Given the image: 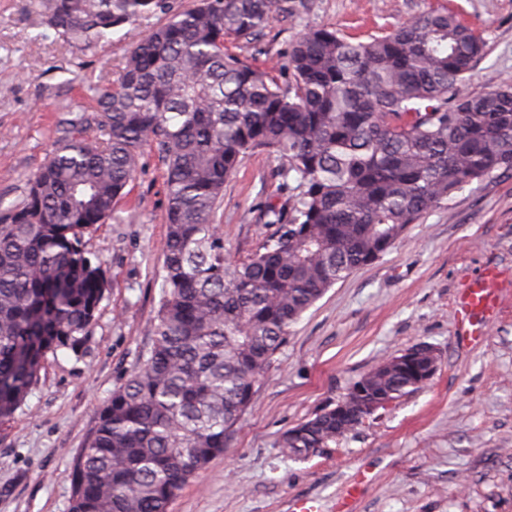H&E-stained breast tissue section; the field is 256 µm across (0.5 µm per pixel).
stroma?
Instances as JSON below:
<instances>
[{"label":"stroma","mask_w":512,"mask_h":512,"mask_svg":"<svg viewBox=\"0 0 512 512\" xmlns=\"http://www.w3.org/2000/svg\"><path fill=\"white\" fill-rule=\"evenodd\" d=\"M441 9L487 43L472 88L489 76L512 80V0H308L303 16L272 22L263 60L284 78L304 29L360 37ZM159 23L145 18L133 33L74 48L47 28L37 0H0V205L21 200L62 136L60 119L90 108L91 86L116 80L132 36ZM280 165L256 151L226 181L218 217L231 258L256 249L266 210L286 199ZM166 212L164 173L148 152L113 218L86 237L110 287L81 350L48 355L38 385L0 428V512H68L71 466L98 410L153 346ZM487 265L512 271V172L464 186L306 311L224 455L168 512H293L304 498L338 512L354 482L360 493L350 512H512V299L475 345L462 342L453 306L456 290ZM421 341L440 356L425 387L315 455L280 448L285 431Z\"/></svg>","instance_id":"obj_1"}]
</instances>
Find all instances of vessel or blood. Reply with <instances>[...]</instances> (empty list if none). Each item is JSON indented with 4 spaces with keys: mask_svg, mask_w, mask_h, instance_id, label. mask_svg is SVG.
Masks as SVG:
<instances>
[{
    "mask_svg": "<svg viewBox=\"0 0 512 512\" xmlns=\"http://www.w3.org/2000/svg\"><path fill=\"white\" fill-rule=\"evenodd\" d=\"M500 270L484 269L481 275L456 294V308L463 320L462 335L479 339L484 319L490 317L504 301L507 289L499 285Z\"/></svg>",
    "mask_w": 512,
    "mask_h": 512,
    "instance_id": "vessel-or-blood-1",
    "label": "vessel or blood"
}]
</instances>
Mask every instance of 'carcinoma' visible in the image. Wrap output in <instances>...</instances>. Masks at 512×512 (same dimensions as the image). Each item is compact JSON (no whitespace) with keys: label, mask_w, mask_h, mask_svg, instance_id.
<instances>
[{"label":"carcinoma","mask_w":512,"mask_h":512,"mask_svg":"<svg viewBox=\"0 0 512 512\" xmlns=\"http://www.w3.org/2000/svg\"><path fill=\"white\" fill-rule=\"evenodd\" d=\"M72 47L162 16L127 52L95 108L0 212V425L49 353L78 352L109 280L85 236L112 218L145 151L167 192L163 296L149 356L102 405L73 462L69 512H168L251 408L291 328L330 288L387 254L410 224L473 182L512 170V82L470 88L485 40L448 12L366 39L301 32L288 82L255 64L273 20L307 0H41ZM231 39L250 50H224ZM85 130L94 132L86 138ZM255 150L276 154L288 198L246 259L224 253V183ZM365 373L339 401L287 430L307 458L422 388L431 346Z\"/></svg>","instance_id":"obj_1"}]
</instances>
